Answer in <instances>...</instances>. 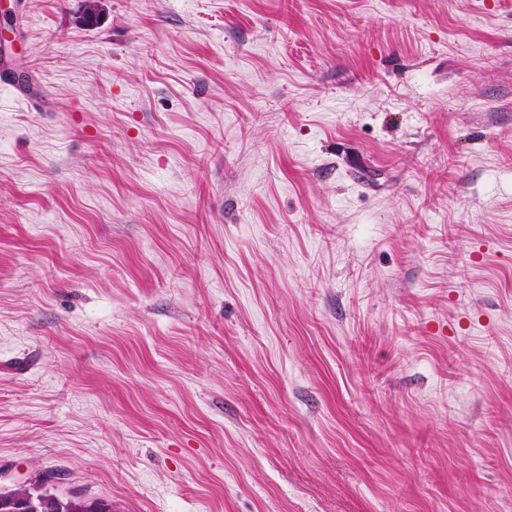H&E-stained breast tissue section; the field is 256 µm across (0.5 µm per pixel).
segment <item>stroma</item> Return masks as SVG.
<instances>
[{"instance_id": "1", "label": "stroma", "mask_w": 512, "mask_h": 512, "mask_svg": "<svg viewBox=\"0 0 512 512\" xmlns=\"http://www.w3.org/2000/svg\"><path fill=\"white\" fill-rule=\"evenodd\" d=\"M0 0V488L512 512V0Z\"/></svg>"}]
</instances>
